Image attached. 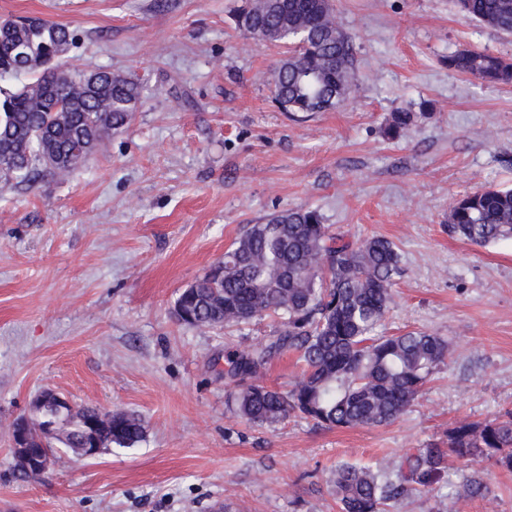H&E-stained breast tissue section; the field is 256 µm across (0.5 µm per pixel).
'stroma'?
Returning <instances> with one entry per match:
<instances>
[{
	"instance_id": "stroma-1",
	"label": "stroma",
	"mask_w": 512,
	"mask_h": 512,
	"mask_svg": "<svg viewBox=\"0 0 512 512\" xmlns=\"http://www.w3.org/2000/svg\"><path fill=\"white\" fill-rule=\"evenodd\" d=\"M243 0H0V20L68 26L66 56L137 78L130 123L65 179L0 192V512H340L326 479L442 439L449 426L512 410V240L448 234L459 196L512 187V85L449 72L460 49L512 58V35L456 0H334L351 36L348 100L281 111V48L241 34ZM414 119L402 137L392 112ZM315 209L332 232L391 240L402 274L379 332L420 329L453 351L413 406L380 427L327 429L299 416L265 428L225 404L228 353L273 335L179 323V291L243 231ZM55 389L78 406L146 422L133 448L62 455L20 478L10 425ZM486 490L458 512H512V470L476 464ZM456 461L393 512H434L461 491Z\"/></svg>"
}]
</instances>
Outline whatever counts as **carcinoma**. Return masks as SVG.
<instances>
[{
  "label": "carcinoma",
  "mask_w": 512,
  "mask_h": 512,
  "mask_svg": "<svg viewBox=\"0 0 512 512\" xmlns=\"http://www.w3.org/2000/svg\"><path fill=\"white\" fill-rule=\"evenodd\" d=\"M461 11L498 32L512 33V0H457ZM235 27L288 51L272 77L283 112H324L347 100L354 56L337 25L332 0H251ZM68 27L19 17L0 25V187L65 175L126 126L143 87L131 77L86 69L62 59ZM448 70L490 84H512V59L458 50ZM31 79L11 88L1 82ZM413 121L394 112L386 128L394 139ZM448 235L479 246L512 239V189H484L452 202ZM400 274L395 245L382 236L359 244L329 232L315 209L286 210L251 225L224 252V260L177 296L176 319L197 328L248 324L276 315L280 328L266 342L227 356L234 383L227 405L245 421L274 427L298 414L329 428L383 426L412 405L451 355L436 333L376 334ZM285 351L298 355L302 374L287 391L258 379ZM145 434L131 411L112 414L108 446L131 448ZM455 457L512 469V410L483 422L459 421L446 438L375 471L336 465L328 484L341 512H388L401 497L425 486Z\"/></svg>",
  "instance_id": "carcinoma-1"
}]
</instances>
